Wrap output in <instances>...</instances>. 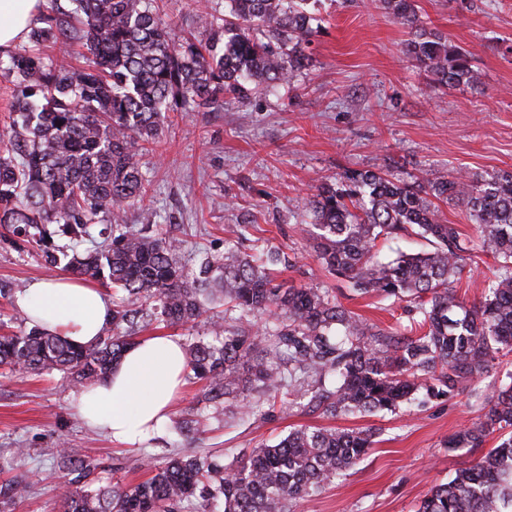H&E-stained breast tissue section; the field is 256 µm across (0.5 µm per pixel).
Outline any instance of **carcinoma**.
I'll return each instance as SVG.
<instances>
[{
    "mask_svg": "<svg viewBox=\"0 0 512 512\" xmlns=\"http://www.w3.org/2000/svg\"><path fill=\"white\" fill-rule=\"evenodd\" d=\"M55 15L29 35V45L0 57L16 93L0 134V224H17L44 245L43 260L77 279L121 295L112 326L93 346H78L39 328L0 335V367L58 372L87 385L106 378L140 329L154 323L185 328L211 319V339H189L187 377L205 382L208 418L222 421L225 399L241 397L243 419L266 415L282 393L309 396L324 414L393 411L424 390L470 389L512 355V171L486 176L422 172L408 179L383 170H347L323 182L308 202L316 260L361 294L417 304L407 331L367 323L326 288H297L274 275L277 251L256 258L236 246L198 268L178 258L176 241L145 223H124L148 179L147 146L160 142L166 113L206 111L224 99L246 100L258 89L291 84L308 65L306 48L320 32L313 0H198L195 23L205 38L176 41L153 0H52ZM410 29L404 52L430 77V87L474 84L468 53L427 29L415 0H378ZM74 39L83 65L43 55ZM460 204L475 221L482 251L496 260L483 300L469 304L456 283L475 263L439 203ZM434 239L426 253L383 263L377 242L405 232ZM74 246L58 253L48 240ZM263 319L253 329L252 319ZM477 421L448 438L472 459L431 488L418 512H512V372ZM262 398L251 401L247 394ZM499 444L488 450L492 436ZM375 431L302 426L224 463L188 452L155 464L130 487L66 492L65 512H290L374 443ZM27 482L0 485V504L25 496Z\"/></svg>",
    "mask_w": 512,
    "mask_h": 512,
    "instance_id": "1",
    "label": "carcinoma"
}]
</instances>
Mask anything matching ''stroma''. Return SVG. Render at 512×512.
I'll use <instances>...</instances> for the list:
<instances>
[{"label":"stroma","mask_w":512,"mask_h":512,"mask_svg":"<svg viewBox=\"0 0 512 512\" xmlns=\"http://www.w3.org/2000/svg\"><path fill=\"white\" fill-rule=\"evenodd\" d=\"M428 29L471 55L477 83L430 91L428 77L404 53L410 37L375 0H318L322 32L309 46L312 66L290 87L228 99L209 112H173L156 152L144 155L149 176L143 201L127 206L126 221L152 213L159 231L177 239L183 261L220 255L237 225L251 230L240 247L288 259L281 278L326 288L349 310L382 328L400 330L414 307L356 294L329 275L299 229L316 186L346 169L391 166L401 177L432 173L512 171V0H417ZM45 266L30 237L0 224V288L59 277ZM75 386L61 377L0 375V483L26 480L30 489L8 512H64L60 489L131 485L143 481V453L157 461L199 450L232 459L272 443L300 426L372 427L374 448L333 478L303 512H415L430 487L447 481L468 456L448 452V438L475 421L479 405L468 391L419 395L396 412L327 417L291 404L255 421L210 422L204 433L179 434L174 419L195 408L200 384L186 383L171 422L144 448H117L84 425L73 405ZM24 456H16V449ZM91 461L89 479L53 464L59 451Z\"/></svg>","instance_id":"1"}]
</instances>
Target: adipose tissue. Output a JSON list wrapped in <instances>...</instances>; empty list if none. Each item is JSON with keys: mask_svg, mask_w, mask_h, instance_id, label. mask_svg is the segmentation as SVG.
<instances>
[{"mask_svg": "<svg viewBox=\"0 0 512 512\" xmlns=\"http://www.w3.org/2000/svg\"><path fill=\"white\" fill-rule=\"evenodd\" d=\"M44 0H0V51L26 41ZM14 304L28 326L78 345L98 341L112 320L101 289L71 279L32 282ZM186 353L179 338L138 340L104 380L84 386L73 402L86 424L122 446L140 444L167 420L184 384Z\"/></svg>", "mask_w": 512, "mask_h": 512, "instance_id": "adipose-tissue-1", "label": "adipose tissue"}]
</instances>
